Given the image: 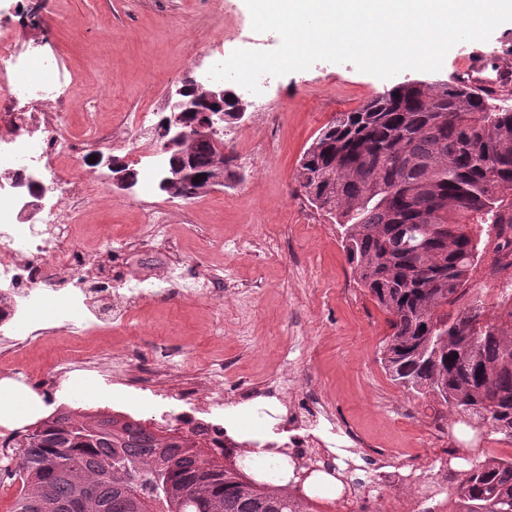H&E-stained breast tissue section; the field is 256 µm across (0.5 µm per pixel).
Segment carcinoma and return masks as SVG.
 I'll return each instance as SVG.
<instances>
[{"label": "carcinoma", "instance_id": "cac0c4a2", "mask_svg": "<svg viewBox=\"0 0 512 512\" xmlns=\"http://www.w3.org/2000/svg\"><path fill=\"white\" fill-rule=\"evenodd\" d=\"M462 81L376 93L319 130L296 178L342 228L357 282L391 315L380 362L391 379L512 440V309L484 321L464 299L478 259L473 225L495 233L492 270L512 269V110ZM173 197L198 184L159 183ZM22 482L14 512H65L77 486L92 512H309L189 437L141 422L57 409L10 444ZM459 512H512V465L486 459L456 486Z\"/></svg>", "mask_w": 512, "mask_h": 512}]
</instances>
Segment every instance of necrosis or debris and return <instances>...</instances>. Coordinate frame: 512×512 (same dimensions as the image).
I'll return each instance as SVG.
<instances>
[{"instance_id": "obj_1", "label": "necrosis or debris", "mask_w": 512, "mask_h": 512, "mask_svg": "<svg viewBox=\"0 0 512 512\" xmlns=\"http://www.w3.org/2000/svg\"><path fill=\"white\" fill-rule=\"evenodd\" d=\"M69 89V78L56 55L36 46L19 53L10 40L0 38V329L12 334L0 347V360L14 358L51 334L80 337L94 328L126 323L137 305L156 298L175 293L199 299L224 296L223 268L203 273L178 256L170 240L169 205L147 198L140 201L145 231L139 238L116 237L108 248L98 250L75 245V225L87 200L105 187L103 174H81L83 159L123 141L140 155L146 195L165 161L152 151L161 122L151 109L121 113L111 129L71 136L61 121ZM143 251L157 255V271L133 269V259ZM47 299L60 303L50 326L31 323L33 309ZM180 365L177 350L160 346L149 358L134 353L105 363L80 355L60 358L39 387L22 366H13L4 375L18 387L34 389L46 403L54 400L60 381L75 374L106 387L132 388L144 380L152 396L165 398ZM179 399L208 413L228 404L256 424L273 415L271 401L285 406L284 414L273 416L278 428L292 430L284 444L289 462L310 464L318 473L345 475L331 497L302 483L290 484V493L314 504L317 512H359L363 499L383 501L385 512H403L404 490L415 495L427 512H442L447 476L470 458L455 447L426 466L406 464L391 455L380 480L361 487L355 480L357 465L338 456L339 450L362 447L361 436L311 396L289 404L287 379L233 397L218 371L193 378ZM161 418L169 432L206 443L231 463L246 460L253 445L252 440L234 438L223 424L180 409L163 411Z\"/></svg>"}]
</instances>
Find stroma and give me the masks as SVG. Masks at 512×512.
Returning <instances> with one entry per match:
<instances>
[{
    "mask_svg": "<svg viewBox=\"0 0 512 512\" xmlns=\"http://www.w3.org/2000/svg\"><path fill=\"white\" fill-rule=\"evenodd\" d=\"M26 8V18L10 24L14 42L21 49L43 42L62 60L73 81L62 119L78 129H107L114 113L166 101L186 79H198L210 55L239 49V34L252 30L244 0H227L220 14L211 0H26ZM478 52L512 64V22L498 26L489 40L454 45L436 72L405 70L381 79L351 63L321 61L271 78L266 94L272 112H247L224 136L241 181L179 200L172 216L171 233L183 258L202 269L223 266L232 292L220 301H151L127 327L79 339L50 336L20 352L18 363L42 375L65 353L101 356L132 345L149 353L163 343L181 352L184 377L220 366L225 384L249 385L289 373L297 386L314 382L319 400L362 437L363 465L370 472L384 450L420 463L451 442L479 448L486 457L511 451L512 442L491 429H471L457 412L441 411L432 397L390 379L379 360L390 315L358 284L339 224L307 201L296 180L302 154L339 113L399 83L452 80ZM140 195L135 186L120 193L110 188L95 198L80 223L77 245L107 247L109 229L135 235ZM493 247V240L482 239L468 295L480 298L486 320L496 323L512 306V277L491 274ZM22 398L19 423L0 420V440L56 405L93 399L107 412L137 420L156 408L138 390L74 379L61 381L54 404L28 391Z\"/></svg>",
    "mask_w": 512,
    "mask_h": 512,
    "instance_id": "stroma-1",
    "label": "stroma"
}]
</instances>
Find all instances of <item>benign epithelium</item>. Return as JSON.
Wrapping results in <instances>:
<instances>
[{"instance_id": "1", "label": "benign epithelium", "mask_w": 512, "mask_h": 512, "mask_svg": "<svg viewBox=\"0 0 512 512\" xmlns=\"http://www.w3.org/2000/svg\"><path fill=\"white\" fill-rule=\"evenodd\" d=\"M234 94V91L224 87L221 82L201 83L194 85L191 92L178 88L169 95V115L164 127L159 131L160 148L167 153L178 150L177 157L181 162L175 164L173 180H189L194 176L190 166L192 146L200 141H208L215 148L211 157L209 170L211 176L199 189L204 194L217 185L224 184V141L218 137L220 128L224 126V110L205 109L202 103L219 102L224 95Z\"/></svg>"}]
</instances>
